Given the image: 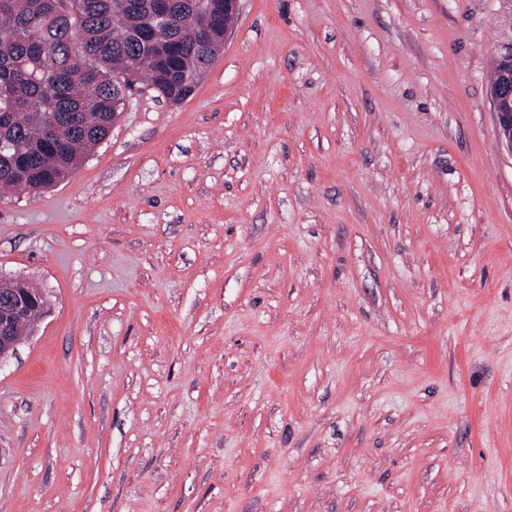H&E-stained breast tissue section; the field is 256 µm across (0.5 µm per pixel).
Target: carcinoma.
Returning a JSON list of instances; mask_svg holds the SVG:
<instances>
[{
  "label": "carcinoma",
  "instance_id": "cac0c4a2",
  "mask_svg": "<svg viewBox=\"0 0 512 512\" xmlns=\"http://www.w3.org/2000/svg\"><path fill=\"white\" fill-rule=\"evenodd\" d=\"M0 0V190L37 193L63 181L108 135L118 78L183 97L224 33V3ZM81 77L83 86L74 84Z\"/></svg>",
  "mask_w": 512,
  "mask_h": 512
}]
</instances>
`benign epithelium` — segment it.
I'll list each match as a JSON object with an SVG mask.
<instances>
[{
  "instance_id": "7a95c632",
  "label": "benign epithelium",
  "mask_w": 512,
  "mask_h": 512,
  "mask_svg": "<svg viewBox=\"0 0 512 512\" xmlns=\"http://www.w3.org/2000/svg\"><path fill=\"white\" fill-rule=\"evenodd\" d=\"M492 103L500 134V144L512 152V80L499 83ZM45 293L27 282L0 274V364L12 357L23 337L16 334L17 325L47 308Z\"/></svg>"
}]
</instances>
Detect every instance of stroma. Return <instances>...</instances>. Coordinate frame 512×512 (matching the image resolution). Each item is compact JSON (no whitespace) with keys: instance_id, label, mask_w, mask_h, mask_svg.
I'll return each mask as SVG.
<instances>
[{"instance_id":"1","label":"stroma","mask_w":512,"mask_h":512,"mask_svg":"<svg viewBox=\"0 0 512 512\" xmlns=\"http://www.w3.org/2000/svg\"><path fill=\"white\" fill-rule=\"evenodd\" d=\"M500 0H241L61 184L0 196L48 307L0 512H512Z\"/></svg>"}]
</instances>
